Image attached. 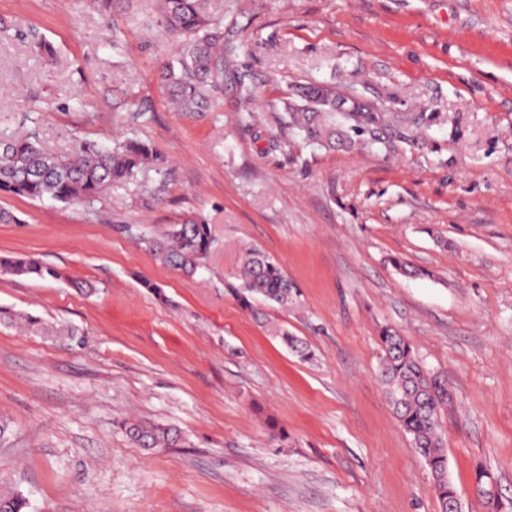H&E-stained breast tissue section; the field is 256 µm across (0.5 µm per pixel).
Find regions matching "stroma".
<instances>
[{
    "label": "stroma",
    "instance_id": "obj_1",
    "mask_svg": "<svg viewBox=\"0 0 512 512\" xmlns=\"http://www.w3.org/2000/svg\"><path fill=\"white\" fill-rule=\"evenodd\" d=\"M223 4L213 106L176 112L156 81L180 48L158 0H0V131H37L53 154L137 138L166 157L88 204L0 192L17 217L0 223V255L63 273H0V307L58 330L0 326V483L31 512H440L378 378L390 325L448 378L464 512H484L480 465L512 512V0ZM314 82L427 113L421 146L329 149L281 129L282 99ZM200 218L216 244L195 275L139 243ZM246 243L297 284L298 307L269 314L312 361L225 290ZM394 256L428 276L398 273ZM133 417L184 441L137 448L118 427ZM0 272L18 277L59 280L62 273L38 259L28 256H0Z\"/></svg>",
    "mask_w": 512,
    "mask_h": 512
}]
</instances>
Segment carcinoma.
I'll use <instances>...</instances> for the list:
<instances>
[{
	"instance_id": "1",
	"label": "carcinoma",
	"mask_w": 512,
	"mask_h": 512,
	"mask_svg": "<svg viewBox=\"0 0 512 512\" xmlns=\"http://www.w3.org/2000/svg\"><path fill=\"white\" fill-rule=\"evenodd\" d=\"M161 23L173 36L185 41L180 54L161 72L162 88L180 112H197L210 102L214 81L224 78V48L221 39L219 0H160ZM298 101L284 103V125L304 138L334 145L336 141H358L363 145L386 143L404 134L398 119L372 103L362 104L336 91L328 83H313L297 89ZM164 154L153 144L129 139L115 147L95 141L80 142L70 155L44 151L38 136H0V191L31 200L45 198L64 204H85L102 192L135 179L148 167L160 168ZM141 244L158 260L186 275L203 266L214 248L210 225L193 221L175 226L163 238H141ZM0 272L18 277L59 280L62 273L28 256H0ZM240 306L291 352L304 360L313 357L309 345L287 328L268 320L264 306L288 309L299 304V290L281 263L258 247L246 249L235 281L226 284ZM24 321L28 330H42V320L0 308V324ZM382 348L380 380L396 419L411 444L431 470L433 491L441 512L457 499L448 477V455L444 448L442 412L454 403L447 378L434 372L418 357L414 345L399 330L386 326L378 332ZM129 439L152 451L173 448L183 439L173 424L146 419L121 422ZM475 487L486 512H497L500 494L493 475L479 468ZM0 512H30V503L20 491L0 489Z\"/></svg>"
}]
</instances>
